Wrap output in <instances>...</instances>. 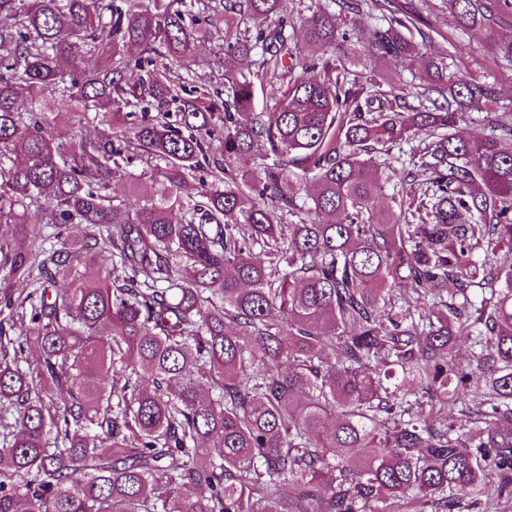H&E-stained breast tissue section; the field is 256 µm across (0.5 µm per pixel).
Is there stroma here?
I'll return each instance as SVG.
<instances>
[{
	"label": "stroma",
	"instance_id": "obj_1",
	"mask_svg": "<svg viewBox=\"0 0 512 512\" xmlns=\"http://www.w3.org/2000/svg\"><path fill=\"white\" fill-rule=\"evenodd\" d=\"M400 15L410 16L412 33L424 32L428 38L419 42L420 59L385 64L369 52L368 42L374 30L387 28L389 12L371 7L343 12L342 18L350 36L356 37L362 51L360 61L350 67L352 79L363 86L396 83L409 90L408 106L418 103L424 73L421 59L433 56L442 59L448 72L464 79H477L503 89L498 100L473 102L465 106V117L476 132L488 131L498 120L512 116V66L499 64L486 39L460 29L448 10L447 0H395ZM224 73V48L219 37L199 45L195 59L175 68L174 75L189 88L211 89L221 86ZM422 146L420 136L393 145L390 153L375 156L382 193L376 199L375 211L396 209L411 184L421 183L422 170L413 159Z\"/></svg>",
	"mask_w": 512,
	"mask_h": 512
}]
</instances>
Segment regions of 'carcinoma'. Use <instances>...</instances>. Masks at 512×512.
I'll return each instance as SVG.
<instances>
[{
    "label": "carcinoma",
    "instance_id": "1",
    "mask_svg": "<svg viewBox=\"0 0 512 512\" xmlns=\"http://www.w3.org/2000/svg\"><path fill=\"white\" fill-rule=\"evenodd\" d=\"M151 2L0 0V303L29 318L0 357V512H512V118L478 136L462 112L496 87L432 57L422 95L445 103L406 109L407 89L344 78L336 14L297 22L294 48L282 0H201L225 53L261 56L183 97L165 63L126 78L129 47L186 64L209 33L185 21L196 0ZM448 9L492 39L480 0ZM405 28L375 31L377 59L415 57ZM296 51L279 107L255 111L256 82ZM148 98L179 104V126L123 112ZM90 112L109 133L83 132ZM420 132L417 223L372 213V154ZM244 155L263 160L252 181L234 173ZM135 157L149 176L127 209L112 182ZM429 295L437 310L416 311ZM490 480L496 498H473Z\"/></svg>",
    "mask_w": 512,
    "mask_h": 512
}]
</instances>
